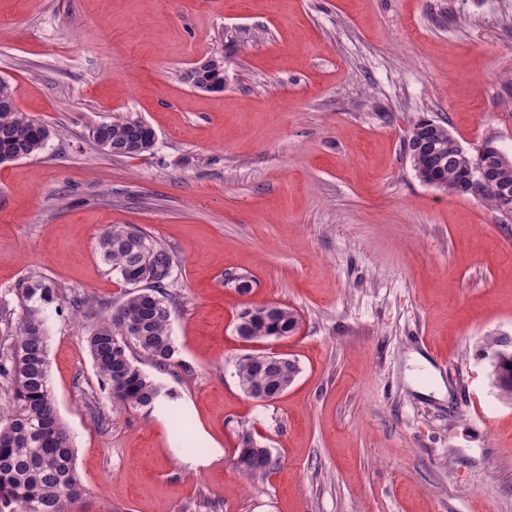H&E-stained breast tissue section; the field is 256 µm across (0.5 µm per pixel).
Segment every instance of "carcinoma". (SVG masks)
Segmentation results:
<instances>
[{"label":"carcinoma","mask_w":512,"mask_h":512,"mask_svg":"<svg viewBox=\"0 0 512 512\" xmlns=\"http://www.w3.org/2000/svg\"><path fill=\"white\" fill-rule=\"evenodd\" d=\"M184 80L200 91L224 84V57H214L209 67L194 66ZM50 130L18 108L11 84L0 80V157L32 158L39 155ZM95 144L116 156H132L152 149L155 133L139 121L116 119L91 130ZM422 174L434 176L454 193L472 165L471 156L455 154L435 167L420 153ZM101 260L119 272L135 290L117 305L100 306L87 331L93 365L108 387L112 400L133 410L153 409L166 396L159 382L135 365L137 351L155 368L177 365L170 332L171 299L167 288L175 267L173 254L134 227H108L98 241ZM22 315L12 343L0 349V377L10 385L5 406L0 407V512H76L86 490L75 468L72 437L61 422L49 379L46 309L65 302L62 291L49 279L32 276L20 288ZM238 335L266 341L288 336L300 325V315L278 305L272 315L262 306L243 308L237 316ZM484 350L504 354L495 370L494 387L503 401H512V337L493 336ZM256 356L246 354L235 362L242 389L259 384L270 398L296 380L299 368L286 359L259 371ZM266 448L240 449L236 466L252 477L273 469Z\"/></svg>","instance_id":"1"}]
</instances>
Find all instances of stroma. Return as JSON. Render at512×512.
I'll list each match as a JSON object with an SVG mask.
<instances>
[{
    "mask_svg": "<svg viewBox=\"0 0 512 512\" xmlns=\"http://www.w3.org/2000/svg\"><path fill=\"white\" fill-rule=\"evenodd\" d=\"M214 55L223 91L191 88ZM1 78L52 135L0 165V343L19 284L55 282L80 512H512V403L482 356L512 335V217L422 183L404 151L426 117L469 155L512 154V0H0ZM116 116L153 149L97 147ZM109 225L176 260L179 365L134 358L171 394L150 411L113 402L86 347L92 308L128 290L97 254ZM271 303L298 311L294 334L237 336L243 307ZM261 351L300 369L267 403L234 369ZM415 353L444 396L418 390ZM247 437L276 461L264 477L235 465Z\"/></svg>",
    "mask_w": 512,
    "mask_h": 512,
    "instance_id": "1",
    "label": "stroma"
}]
</instances>
